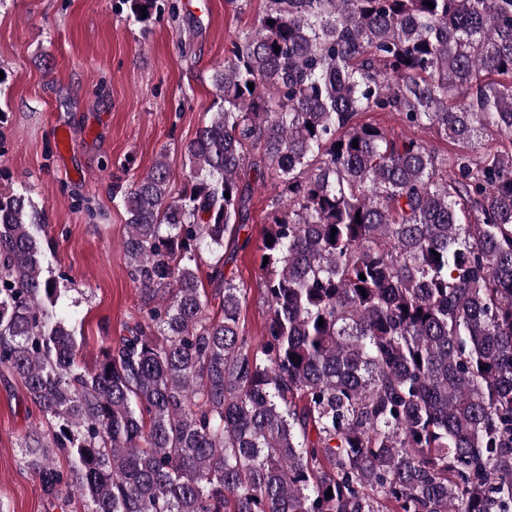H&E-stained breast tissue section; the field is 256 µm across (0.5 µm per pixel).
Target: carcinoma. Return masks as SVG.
Masks as SVG:
<instances>
[{
	"label": "carcinoma",
	"instance_id": "cac0c4a2",
	"mask_svg": "<svg viewBox=\"0 0 512 512\" xmlns=\"http://www.w3.org/2000/svg\"><path fill=\"white\" fill-rule=\"evenodd\" d=\"M124 2L145 27L161 11ZM430 2L266 0L214 66L187 186L173 192L162 156L124 191L142 320L91 367L44 275L45 209L0 193V368L48 419L23 445L47 497L87 512H512V0ZM371 111L451 148L357 123ZM268 183L256 346L224 247Z\"/></svg>",
	"mask_w": 512,
	"mask_h": 512
}]
</instances>
